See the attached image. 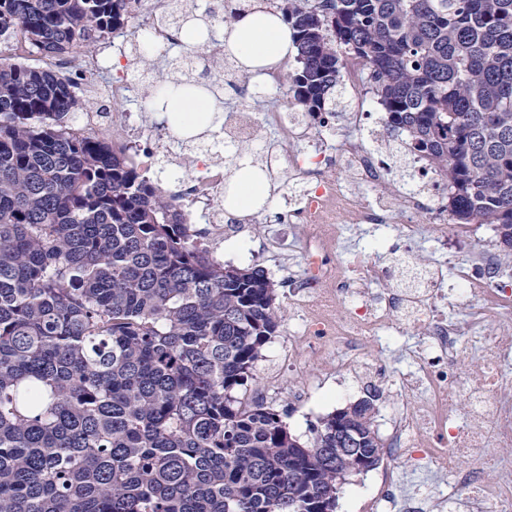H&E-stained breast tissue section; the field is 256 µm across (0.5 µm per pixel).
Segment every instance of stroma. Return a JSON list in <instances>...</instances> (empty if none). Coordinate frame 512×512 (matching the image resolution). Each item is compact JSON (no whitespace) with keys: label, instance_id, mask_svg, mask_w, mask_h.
I'll use <instances>...</instances> for the list:
<instances>
[{"label":"stroma","instance_id":"1","mask_svg":"<svg viewBox=\"0 0 512 512\" xmlns=\"http://www.w3.org/2000/svg\"><path fill=\"white\" fill-rule=\"evenodd\" d=\"M163 10L161 0H140L136 12L131 16L124 36L102 41L96 56L103 66L88 75L79 86L93 106L109 104L112 112L129 120L128 125L114 126L101 122L97 134L115 137L126 143L138 163H150L149 176L166 192L178 195L180 203L188 214L191 230L199 240L208 244L213 255L224 263L247 267H263L277 289V303L282 309V320L275 336L265 345L262 356L256 362L251 378L239 388L244 400H261L272 408L284 412L289 430L301 442L312 438L311 428L336 409L367 398L373 389L367 384L337 374L335 364L310 360L303 343L289 344V331L297 322L295 312L288 305V271L298 267L299 259L291 248L294 231L278 223V215L292 209V202L276 198L268 207L256 214L253 221L245 224H225L224 235L213 239L211 227L204 217L205 211H220L224 208L223 194H216L209 204L192 202L188 193L195 180L204 175L206 168L223 166V155L205 158L203 165H195L194 151L180 148L179 137L164 119L153 114L144 106L147 90L136 85L127 96L113 97L112 80L136 66L134 45L143 23L149 22ZM194 79L208 83L215 95L220 112H252L259 119L260 126L256 139L248 142L249 151L256 152L268 141L276 139L272 127L265 124L266 112L283 107L289 98L288 88L272 89L267 97L257 99L241 92L240 80L231 74L218 71L194 72ZM356 110L352 99H345L344 110L332 118L321 137L301 140L300 144L283 143L280 155H288L295 148L332 149L338 141L355 131ZM397 244L395 228H383L373 232L346 228L338 249L343 261L363 257L376 263L389 262ZM301 380L311 383V391L304 400L289 397L290 384ZM394 472L399 480H407L409 473L403 461L388 457L370 471L350 476L337 502L336 512H364L367 501L375 495L385 472Z\"/></svg>","mask_w":512,"mask_h":512}]
</instances>
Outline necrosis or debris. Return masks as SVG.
<instances>
[{"mask_svg":"<svg viewBox=\"0 0 512 512\" xmlns=\"http://www.w3.org/2000/svg\"><path fill=\"white\" fill-rule=\"evenodd\" d=\"M334 161L373 193L358 195L322 176L289 212V224L301 231V271L288 279L294 334L308 357L338 354V368L352 377L393 387L403 403L389 419L385 455L448 479L445 490L423 485L402 495L386 475L372 512H447L452 499L459 512H512V378L505 374L512 366V288L497 279L498 254L487 243L475 244L464 262L450 254L449 241L468 231L449 223L436 195L446 177L421 157L411 158L418 185L396 195L386 190L393 162L377 136L340 144ZM424 215L440 231L442 260L418 264L409 253L398 264L340 260L344 225L393 223L411 239ZM393 331L418 334L406 352L409 368L397 377L367 354ZM454 398L464 404L459 421L449 407Z\"/></svg>","mask_w":512,"mask_h":512,"instance_id":"necrosis-or-debris-1","label":"necrosis or debris"}]
</instances>
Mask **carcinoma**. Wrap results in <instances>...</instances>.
<instances>
[{"label":"carcinoma","instance_id":"obj_1","mask_svg":"<svg viewBox=\"0 0 512 512\" xmlns=\"http://www.w3.org/2000/svg\"><path fill=\"white\" fill-rule=\"evenodd\" d=\"M263 2L292 30L282 74L314 121L363 63L390 134L448 173L453 224H490L512 260V0ZM138 0H0V512H335L347 477L380 461L374 398L306 445L244 404L280 321L261 267L197 245L178 197L127 146L71 131L90 102L31 62L92 52ZM186 0L153 25L182 28ZM229 58L185 52L194 71Z\"/></svg>","mask_w":512,"mask_h":512}]
</instances>
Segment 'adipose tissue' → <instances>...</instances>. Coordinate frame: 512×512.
Here are the masks:
<instances>
[{
  "label": "adipose tissue",
  "mask_w": 512,
  "mask_h": 512,
  "mask_svg": "<svg viewBox=\"0 0 512 512\" xmlns=\"http://www.w3.org/2000/svg\"><path fill=\"white\" fill-rule=\"evenodd\" d=\"M225 55L235 62L239 70L260 76L262 70L274 68L294 55L287 25L280 16L264 10L253 11L220 30ZM173 101L156 96L152 106L165 111L172 118L173 129L180 137L199 141L210 138L220 123L218 112L210 93L196 87L194 94H187L183 85H176ZM271 193V184L260 166H226L224 210L231 215L263 208Z\"/></svg>",
  "instance_id": "obj_1"
}]
</instances>
